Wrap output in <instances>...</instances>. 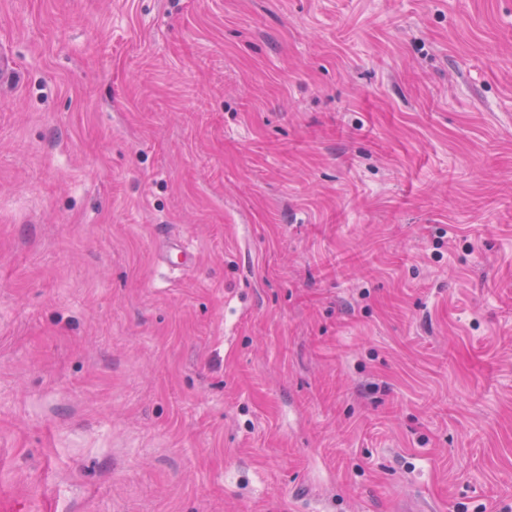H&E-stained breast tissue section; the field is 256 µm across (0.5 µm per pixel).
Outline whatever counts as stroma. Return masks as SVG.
I'll use <instances>...</instances> for the list:
<instances>
[{"instance_id":"stroma-1","label":"stroma","mask_w":512,"mask_h":512,"mask_svg":"<svg viewBox=\"0 0 512 512\" xmlns=\"http://www.w3.org/2000/svg\"><path fill=\"white\" fill-rule=\"evenodd\" d=\"M0 52V512H512V0H0Z\"/></svg>"}]
</instances>
